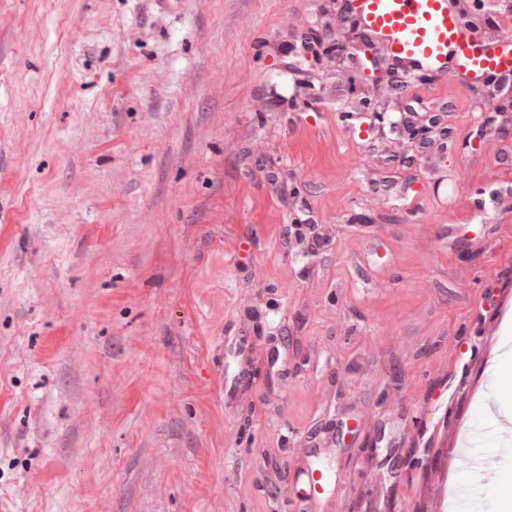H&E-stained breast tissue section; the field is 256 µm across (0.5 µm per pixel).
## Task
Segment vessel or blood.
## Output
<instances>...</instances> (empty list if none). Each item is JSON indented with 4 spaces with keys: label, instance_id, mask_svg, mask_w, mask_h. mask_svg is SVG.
Returning a JSON list of instances; mask_svg holds the SVG:
<instances>
[{
    "label": "vessel or blood",
    "instance_id": "b4317fda",
    "mask_svg": "<svg viewBox=\"0 0 512 512\" xmlns=\"http://www.w3.org/2000/svg\"><path fill=\"white\" fill-rule=\"evenodd\" d=\"M348 16L363 41L396 69L455 78L468 85L512 78V36L488 37L464 22L456 0H345ZM284 482L310 490L305 512L339 487L322 470L285 464Z\"/></svg>",
    "mask_w": 512,
    "mask_h": 512
}]
</instances>
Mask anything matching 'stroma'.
I'll use <instances>...</instances> for the list:
<instances>
[{
	"label": "stroma",
	"mask_w": 512,
	"mask_h": 512,
	"mask_svg": "<svg viewBox=\"0 0 512 512\" xmlns=\"http://www.w3.org/2000/svg\"><path fill=\"white\" fill-rule=\"evenodd\" d=\"M156 2L0 0V512H300L281 462L310 458L327 512H436L442 471L499 512L512 89L413 85L432 148L365 144L337 116L394 93L348 63L266 102L326 0Z\"/></svg>",
	"instance_id": "1"
}]
</instances>
